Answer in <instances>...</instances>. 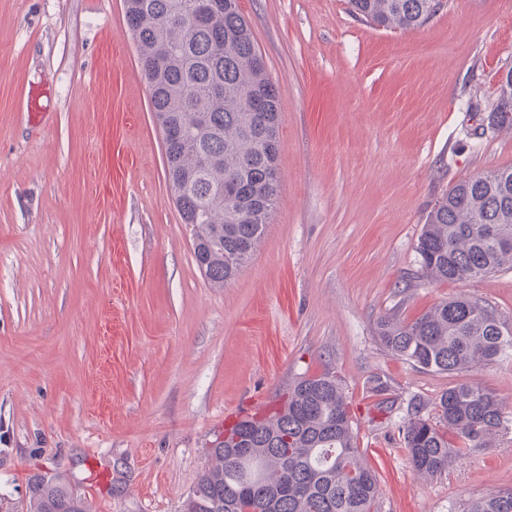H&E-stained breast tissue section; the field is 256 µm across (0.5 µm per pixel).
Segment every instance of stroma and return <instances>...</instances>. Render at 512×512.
Returning a JSON list of instances; mask_svg holds the SVG:
<instances>
[{
    "instance_id": "obj_1",
    "label": "stroma",
    "mask_w": 512,
    "mask_h": 512,
    "mask_svg": "<svg viewBox=\"0 0 512 512\" xmlns=\"http://www.w3.org/2000/svg\"><path fill=\"white\" fill-rule=\"evenodd\" d=\"M280 102V188L224 287L197 267L124 0H0V495L60 476L91 512H182L242 401L336 367L378 512H468L512 487V430L415 475L410 400L469 382L512 420V357L458 373L389 353L378 317L466 293L512 328V270L418 276L438 197L512 166V126L476 127L512 70V0H447L386 31L348 0H240ZM387 376L391 413L372 409Z\"/></svg>"
}]
</instances>
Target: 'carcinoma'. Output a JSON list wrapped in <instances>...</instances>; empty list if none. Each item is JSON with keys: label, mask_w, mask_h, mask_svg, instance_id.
Wrapping results in <instances>:
<instances>
[{"label": "carcinoma", "mask_w": 512, "mask_h": 512, "mask_svg": "<svg viewBox=\"0 0 512 512\" xmlns=\"http://www.w3.org/2000/svg\"><path fill=\"white\" fill-rule=\"evenodd\" d=\"M439 0H349L360 20L390 30L423 26ZM128 31L151 85L167 174L196 264L222 288L263 238L278 192L279 100L238 0H125ZM420 267L434 281L465 283L512 269V167L456 183L428 212ZM375 335L393 356L456 373L512 355V330L486 301L459 293L406 319L380 317ZM373 408L392 411L391 386L368 387ZM411 403L402 435L412 470L435 476L462 452L448 434L485 448L508 429L494 392L460 382L434 406ZM375 512L379 479L359 446L351 400L335 368L304 373L262 412L238 418L212 441L209 463L184 512ZM26 512H88L84 497L48 473L28 479ZM469 512H512V489Z\"/></svg>", "instance_id": "obj_1"}]
</instances>
